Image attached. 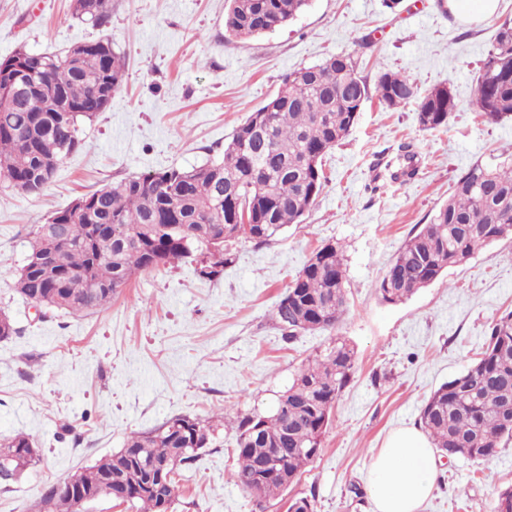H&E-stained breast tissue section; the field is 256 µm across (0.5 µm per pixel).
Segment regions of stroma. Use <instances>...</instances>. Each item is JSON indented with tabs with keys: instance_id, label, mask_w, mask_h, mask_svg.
Masks as SVG:
<instances>
[{
	"instance_id": "stroma-1",
	"label": "stroma",
	"mask_w": 512,
	"mask_h": 512,
	"mask_svg": "<svg viewBox=\"0 0 512 512\" xmlns=\"http://www.w3.org/2000/svg\"><path fill=\"white\" fill-rule=\"evenodd\" d=\"M224 0H112L108 24L76 18L71 0H0V58L23 49L61 53L110 40L125 81L84 126L85 144L37 195L0 183V311L17 328L0 339V438L35 436L41 462L0 486V512H36L44 489L120 450L131 432L175 415L266 413L300 365L333 337L355 352L318 456L282 497L257 502L232 480L235 431L179 470L170 512H286L305 497L316 512H373L372 453L388 434L418 425L424 401L481 352L493 322L512 310V240L398 303L376 289L391 259L446 202L474 162H496L512 144V120L485 121L475 76L497 27L512 18L499 0L484 22L462 25L445 0H310L288 25L250 41L228 36ZM356 52L360 72L405 71L421 91L445 84L457 109L448 125L422 130L416 103L395 110L366 101L349 135L324 159L327 177L303 223L269 244L236 240L214 282L195 257L139 272L109 307L38 315L14 288L30 233L53 211L113 179L222 157L235 129L284 76L326 56ZM415 141L418 175L395 181L397 146ZM343 248L347 310L334 330L287 336L273 310L291 280L326 243ZM422 512H492L512 488V442L487 462L440 459Z\"/></svg>"
}]
</instances>
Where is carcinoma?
I'll return each instance as SVG.
<instances>
[{
    "label": "carcinoma",
    "instance_id": "obj_1",
    "mask_svg": "<svg viewBox=\"0 0 512 512\" xmlns=\"http://www.w3.org/2000/svg\"><path fill=\"white\" fill-rule=\"evenodd\" d=\"M309 0H228L226 31L246 40L281 28ZM112 0H99L84 20L108 23ZM35 74L40 87L1 104L13 75ZM355 53L331 54L282 80L267 111L263 104L241 123L221 159L191 168L170 167L125 177L81 195L89 210L74 204L53 212L30 232V251L18 272V294L40 306L77 314L102 308L140 271L198 254V278L224 273V246L241 237L258 245L272 241L290 224H300L323 188L322 160L375 97L393 109L417 101L425 130L448 125L456 101L448 85L421 93L405 72L381 71L370 84L358 71ZM125 63L113 48L90 42L63 56L18 50L0 59V182L13 188L58 165L82 146V123L100 112L96 96L106 86L118 92ZM477 111L498 123L512 118V21L498 25L476 77ZM400 167L392 178L418 174V153L399 146ZM495 164L476 162L456 180L454 194L427 224L401 245L377 289L397 303L465 264L496 241L512 239V150ZM247 204L255 232L238 234L231 223L236 206ZM342 247L327 243L312 253L276 306L275 317L292 337L333 329L347 310ZM355 354L336 337L308 361L279 394L268 414L237 416L238 467L235 484L259 501L282 493L318 455L331 412L350 381ZM224 415L202 420L176 415L149 432H134L123 448L81 475L85 489L99 476H112L114 498L136 512H168L177 496L176 471L148 469L154 461L176 467L213 444ZM420 426L434 448L449 457L488 461L512 440V311L492 325L485 349L472 365L438 387L424 403ZM0 466L15 481L41 459L38 440L17 433L0 441ZM283 463L276 473L262 469L268 455ZM68 482L48 487L38 512H82Z\"/></svg>",
    "mask_w": 512,
    "mask_h": 512
}]
</instances>
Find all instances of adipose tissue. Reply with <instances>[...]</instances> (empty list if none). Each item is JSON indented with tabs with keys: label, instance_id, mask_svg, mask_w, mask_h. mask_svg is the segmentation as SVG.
<instances>
[{
	"label": "adipose tissue",
	"instance_id": "adipose-tissue-1",
	"mask_svg": "<svg viewBox=\"0 0 512 512\" xmlns=\"http://www.w3.org/2000/svg\"><path fill=\"white\" fill-rule=\"evenodd\" d=\"M437 474L429 438L415 426L394 430L372 455L368 490L373 512H421Z\"/></svg>",
	"mask_w": 512,
	"mask_h": 512
}]
</instances>
